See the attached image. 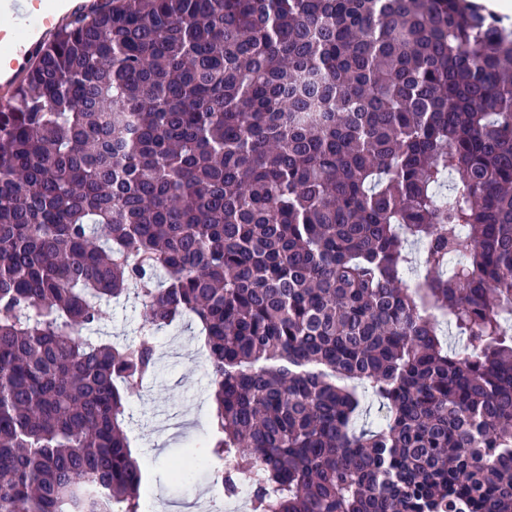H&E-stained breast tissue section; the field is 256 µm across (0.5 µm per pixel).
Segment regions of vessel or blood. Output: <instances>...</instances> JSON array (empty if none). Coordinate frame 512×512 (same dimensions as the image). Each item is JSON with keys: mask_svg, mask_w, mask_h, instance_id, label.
Wrapping results in <instances>:
<instances>
[{"mask_svg": "<svg viewBox=\"0 0 512 512\" xmlns=\"http://www.w3.org/2000/svg\"><path fill=\"white\" fill-rule=\"evenodd\" d=\"M83 0H0V85H15L58 26Z\"/></svg>", "mask_w": 512, "mask_h": 512, "instance_id": "b4317fda", "label": "vessel or blood"}]
</instances>
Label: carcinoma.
Segmentation results:
<instances>
[{
  "instance_id": "carcinoma-1",
  "label": "carcinoma",
  "mask_w": 512,
  "mask_h": 512,
  "mask_svg": "<svg viewBox=\"0 0 512 512\" xmlns=\"http://www.w3.org/2000/svg\"><path fill=\"white\" fill-rule=\"evenodd\" d=\"M131 293L132 339L83 335ZM181 317L252 512H512V28L471 0L74 15L0 112V512H141L126 397Z\"/></svg>"
}]
</instances>
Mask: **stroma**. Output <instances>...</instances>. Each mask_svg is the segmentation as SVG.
<instances>
[{"label":"stroma","mask_w":512,"mask_h":512,"mask_svg":"<svg viewBox=\"0 0 512 512\" xmlns=\"http://www.w3.org/2000/svg\"><path fill=\"white\" fill-rule=\"evenodd\" d=\"M142 320L139 304L107 309L99 338L120 342ZM203 336L197 323L183 320L159 334L160 361L153 379L127 399L125 422L131 450L143 472L144 512H192L208 495L211 512H226L227 500L204 468H188L187 458L209 455L210 426L203 401L207 396ZM188 469L187 478L171 482L167 474Z\"/></svg>","instance_id":"1"}]
</instances>
